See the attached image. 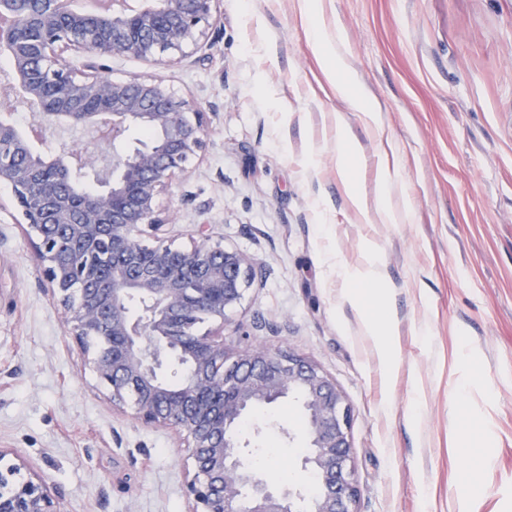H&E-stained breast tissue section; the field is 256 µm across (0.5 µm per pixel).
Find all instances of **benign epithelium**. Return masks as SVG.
Masks as SVG:
<instances>
[{
  "instance_id": "7a95c632",
  "label": "benign epithelium",
  "mask_w": 512,
  "mask_h": 512,
  "mask_svg": "<svg viewBox=\"0 0 512 512\" xmlns=\"http://www.w3.org/2000/svg\"><path fill=\"white\" fill-rule=\"evenodd\" d=\"M0 0V54L11 62L9 84L37 106L24 136L12 115H0V186L12 190L25 232L62 309L66 334L91 364L98 385L119 411L131 409L146 426L185 437L192 470L184 482L188 512H301L302 495L258 475L247 464L249 442L240 426L256 408L288 399L307 415L302 467L317 482L306 512H358L356 458L350 439L353 408L336 382L309 357L286 347L249 345L226 351L228 313L239 308L258 277L246 254L212 243L209 224L195 225L185 247L156 236L168 223L162 194L205 149L203 113L152 79H103L104 61L133 56L155 65L199 48L217 22L219 0H112V13L72 14L47 0L22 11ZM84 58L70 67L65 54ZM108 124L112 144L133 128L154 140L112 155V176L91 158L36 145L42 124ZM82 169L97 186L76 206L68 174ZM107 249L88 272L73 259ZM148 302L134 319L131 299ZM220 321L193 332L200 317ZM0 512H64L56 493L22 460L0 448Z\"/></svg>"
}]
</instances>
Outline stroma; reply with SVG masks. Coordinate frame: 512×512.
<instances>
[{"mask_svg":"<svg viewBox=\"0 0 512 512\" xmlns=\"http://www.w3.org/2000/svg\"><path fill=\"white\" fill-rule=\"evenodd\" d=\"M354 86L382 107L350 170L374 198L398 169L401 224L369 223L336 177L346 110L308 43L300 0H220L207 49L166 67L125 56L109 75L161 80L205 112L208 145L161 204L169 242L195 225L258 263L230 313L253 345L315 360L354 408L358 512H512V0H319ZM105 162L94 130L46 127L42 147ZM375 245L383 285L361 308L345 273ZM392 316L387 372L360 310ZM252 468L308 493L303 412L258 408L242 432ZM0 448L63 512H187L189 451L171 429L114 410L66 335L25 225L0 188Z\"/></svg>","mask_w":512,"mask_h":512,"instance_id":"35a3bbf8","label":"stroma"}]
</instances>
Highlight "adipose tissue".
<instances>
[{
	"label": "adipose tissue",
	"instance_id": "1",
	"mask_svg": "<svg viewBox=\"0 0 512 512\" xmlns=\"http://www.w3.org/2000/svg\"><path fill=\"white\" fill-rule=\"evenodd\" d=\"M316 59L321 64V71L336 88L338 95L348 103L349 110L358 113L359 117L371 125L380 122V107L369 96L353 88L346 81L342 72L344 64L339 51L340 37H332L313 32L309 37ZM336 126L341 133L337 154V178L343 188L349 207L363 219L379 217L383 222L396 224L407 220L410 216L408 209H395L389 203L390 190L394 184L395 173L390 167H382L377 178V194L374 200H367L357 189L355 181L349 172V159L358 154L360 146L349 131L344 113H337Z\"/></svg>",
	"mask_w": 512,
	"mask_h": 512
}]
</instances>
